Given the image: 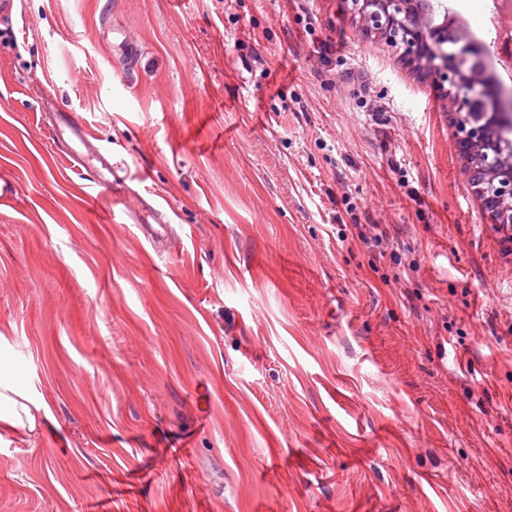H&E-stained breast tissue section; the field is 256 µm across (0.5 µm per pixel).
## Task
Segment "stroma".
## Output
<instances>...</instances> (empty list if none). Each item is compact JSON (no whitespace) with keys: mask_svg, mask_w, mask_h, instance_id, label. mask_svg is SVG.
I'll return each mask as SVG.
<instances>
[{"mask_svg":"<svg viewBox=\"0 0 512 512\" xmlns=\"http://www.w3.org/2000/svg\"><path fill=\"white\" fill-rule=\"evenodd\" d=\"M0 361V512H512V224L345 0H0ZM24 400H27L24 392L3 376L1 369L0 405L9 404L11 411L4 417L1 415L0 421L12 426H25L27 423L29 428L35 427V418L29 407L23 402Z\"/></svg>","mask_w":512,"mask_h":512,"instance_id":"stroma-1","label":"stroma"}]
</instances>
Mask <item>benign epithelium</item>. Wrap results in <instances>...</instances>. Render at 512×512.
Returning <instances> with one entry per match:
<instances>
[{
	"label": "benign epithelium",
	"mask_w": 512,
	"mask_h": 512,
	"mask_svg": "<svg viewBox=\"0 0 512 512\" xmlns=\"http://www.w3.org/2000/svg\"><path fill=\"white\" fill-rule=\"evenodd\" d=\"M366 34L379 35L400 57L432 74L454 114L456 142L471 184L500 224L512 223V90L487 75L488 48L474 41L455 13L434 0H348Z\"/></svg>",
	"instance_id": "1"
}]
</instances>
